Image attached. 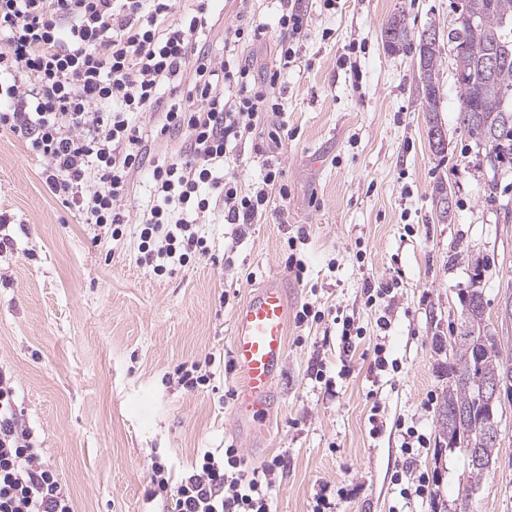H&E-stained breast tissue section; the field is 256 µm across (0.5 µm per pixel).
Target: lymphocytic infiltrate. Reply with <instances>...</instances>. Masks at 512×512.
Listing matches in <instances>:
<instances>
[{"instance_id":"f902f5d3","label":"lymphocytic infiltrate","mask_w":512,"mask_h":512,"mask_svg":"<svg viewBox=\"0 0 512 512\" xmlns=\"http://www.w3.org/2000/svg\"><path fill=\"white\" fill-rule=\"evenodd\" d=\"M277 3L279 64L259 78L237 49L260 40L263 26H232L222 60H212L205 45L213 18L201 0L181 11L175 0H0V102L7 104L0 132L27 138L52 196L115 241L129 222L123 203L132 178L148 171L139 263L157 276L172 273L208 251L197 216L219 212L228 224H256L270 188L288 195L274 165L250 194L223 173L229 146L282 111L279 83L297 59L307 19L295 0ZM183 85L185 102L162 108V89ZM175 135L177 155H152L151 138ZM208 185L221 186L219 199L205 193ZM15 395L0 371V512H74ZM280 465L275 458L246 470L227 447L204 451L176 479L155 461L149 496L165 500L167 512H270Z\"/></svg>"}]
</instances>
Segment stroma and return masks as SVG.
Instances as JSON below:
<instances>
[{
	"mask_svg": "<svg viewBox=\"0 0 512 512\" xmlns=\"http://www.w3.org/2000/svg\"><path fill=\"white\" fill-rule=\"evenodd\" d=\"M457 0H299L308 26L299 59L281 81L283 113L231 148L225 173L250 192L275 164L287 198L271 192L261 223L240 230L209 216L199 223L208 253L170 276L137 262L147 175L133 177L126 236L61 207L43 185L41 163L22 138L0 134V217L12 250L0 254V369L76 512H160L148 501L152 461L181 475L205 450L234 446L248 468L284 461L273 512H312L326 492L333 512H435L401 494L409 469L438 479L457 498L466 459H408L404 427L436 439L448 385L442 346L459 324L471 288L512 353V167L491 172L457 122L455 51L441 42L438 120L448 146L436 153L418 96V59L390 53L381 30L404 15L421 33L457 23ZM206 47L224 54V29L258 20L268 33L243 45L256 74L277 65L274 0H212ZM447 184L450 209L434 196ZM306 264L288 269L289 254ZM279 276L292 311L321 320L288 325L273 398L270 438L253 446L235 434L239 381L231 359L232 316L264 280ZM393 283L367 303L366 284ZM388 317L389 329L378 326ZM360 334L344 350L343 320ZM398 370L371 373L375 345ZM212 358L204 388L178 384L175 368ZM324 381H317L316 372ZM497 460L473 512H512V401L502 400Z\"/></svg>",
	"mask_w": 512,
	"mask_h": 512,
	"instance_id": "obj_1",
	"label": "stroma"
}]
</instances>
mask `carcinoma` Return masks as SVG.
<instances>
[{"instance_id":"1","label":"carcinoma","mask_w":512,"mask_h":512,"mask_svg":"<svg viewBox=\"0 0 512 512\" xmlns=\"http://www.w3.org/2000/svg\"><path fill=\"white\" fill-rule=\"evenodd\" d=\"M392 51L418 50L419 79L425 111L438 123V59L440 50L414 35L403 15H395L383 27ZM448 41L462 48L456 54L460 88L458 120L479 145L488 147L495 165L512 163V62L488 74L482 60L489 54L512 57V0H467V16L458 17L448 31ZM466 302L472 312L462 319L450 337L448 389L438 414V449L463 452L466 476L485 477L494 460L498 442L487 438L488 424L482 415L486 402L498 388L495 406L512 390V358L503 355L495 334L486 323L487 303L482 290L473 288Z\"/></svg>"}]
</instances>
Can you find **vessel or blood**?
<instances>
[{"instance_id": "obj_1", "label": "vessel or blood", "mask_w": 512, "mask_h": 512, "mask_svg": "<svg viewBox=\"0 0 512 512\" xmlns=\"http://www.w3.org/2000/svg\"><path fill=\"white\" fill-rule=\"evenodd\" d=\"M288 295L279 279L257 288L233 317L231 356L240 381L234 408L237 430L250 441H266L274 384L286 349Z\"/></svg>"}]
</instances>
